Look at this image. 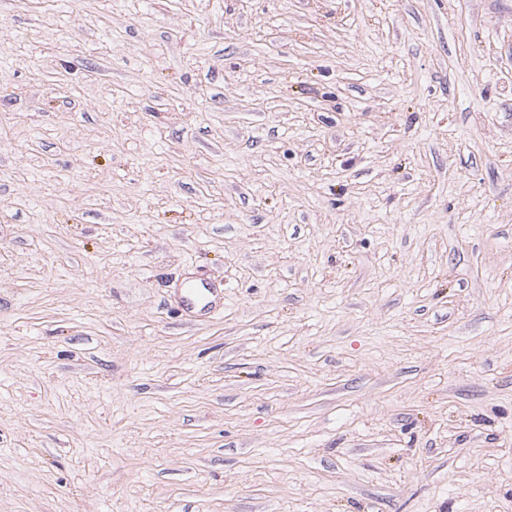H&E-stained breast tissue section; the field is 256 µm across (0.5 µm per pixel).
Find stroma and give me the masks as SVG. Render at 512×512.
<instances>
[{"instance_id": "35a3bbf8", "label": "stroma", "mask_w": 512, "mask_h": 512, "mask_svg": "<svg viewBox=\"0 0 512 512\" xmlns=\"http://www.w3.org/2000/svg\"><path fill=\"white\" fill-rule=\"evenodd\" d=\"M0 512H512V0H0ZM221 290L203 282H190L183 289L181 305L186 312L210 311L216 306Z\"/></svg>"}]
</instances>
